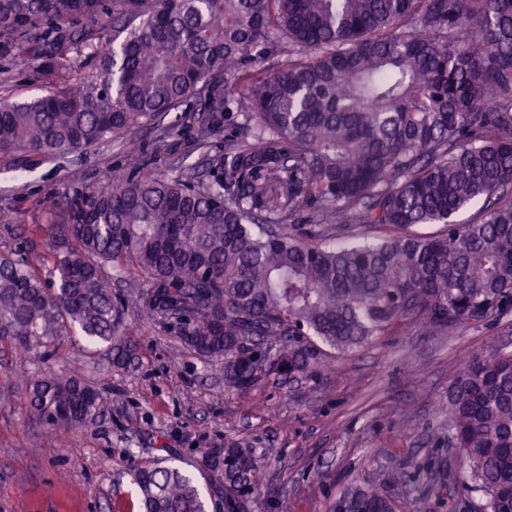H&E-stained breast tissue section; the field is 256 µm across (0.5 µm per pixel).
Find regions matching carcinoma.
Here are the masks:
<instances>
[{
  "label": "carcinoma",
  "instance_id": "carcinoma-1",
  "mask_svg": "<svg viewBox=\"0 0 512 512\" xmlns=\"http://www.w3.org/2000/svg\"><path fill=\"white\" fill-rule=\"evenodd\" d=\"M283 38L297 59L245 69ZM87 50L97 66L74 82ZM0 58L55 79L0 100L1 154L159 126L189 97L192 145L224 136L207 183L190 166L50 195L64 253L50 284L0 255V345L77 331L128 354L112 273L134 270L150 314L246 395L272 376L315 378L326 349L399 323L449 332L512 310V0H0ZM477 203L479 220L456 223ZM338 224L391 234L339 246ZM421 224L445 230L411 232ZM99 400L79 377L32 383V407L58 429ZM447 439L478 512H512L511 352L473 358L448 385ZM202 465L216 477L206 496L176 468L137 469L141 512H248L254 451L227 441ZM329 512H396L395 497L352 484Z\"/></svg>",
  "mask_w": 512,
  "mask_h": 512
}]
</instances>
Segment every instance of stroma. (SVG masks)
<instances>
[{"label":"stroma","mask_w":512,"mask_h":512,"mask_svg":"<svg viewBox=\"0 0 512 512\" xmlns=\"http://www.w3.org/2000/svg\"><path fill=\"white\" fill-rule=\"evenodd\" d=\"M46 86L33 66L0 61V99ZM197 108L190 98L172 111L168 134L144 127L75 153L0 156V255L23 257L52 280L57 244L40 228L47 193L74 194L115 170L168 175L183 157L200 161L179 126ZM146 288L135 273L112 282L132 349L125 364L79 336L0 346V512H139L134 469L162 461L204 490L212 476L199 467L203 452L231 440L261 459L249 512H327L355 481L386 485L401 512H476L480 499L461 493L464 465L445 439L448 383L473 356L512 352V313L441 336L400 324L363 347L329 351L316 379H271L239 396L225 391L215 361L148 313ZM49 372L97 388L100 407L84 424L59 431L33 414L28 383ZM440 463L448 483L433 493Z\"/></svg>","instance_id":"1"}]
</instances>
